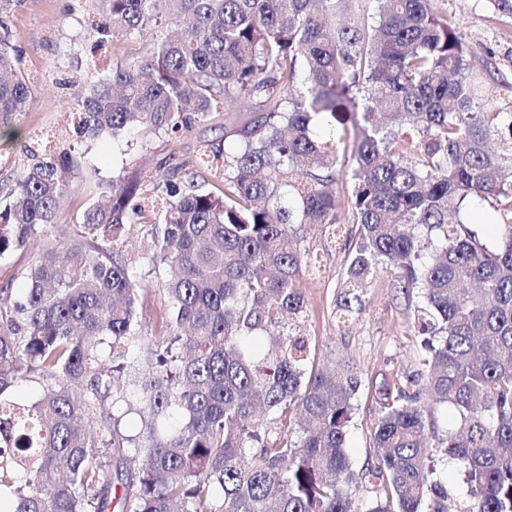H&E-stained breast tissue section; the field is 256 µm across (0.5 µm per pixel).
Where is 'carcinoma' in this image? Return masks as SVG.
Returning <instances> with one entry per match:
<instances>
[{
	"label": "carcinoma",
	"mask_w": 512,
	"mask_h": 512,
	"mask_svg": "<svg viewBox=\"0 0 512 512\" xmlns=\"http://www.w3.org/2000/svg\"><path fill=\"white\" fill-rule=\"evenodd\" d=\"M0 0V136L31 86ZM95 0L92 46L156 29L83 84L79 137L187 133L244 107L224 182L212 160L173 169L158 210L117 179L54 238L71 162L31 153L0 198V257L26 246L23 301L0 306V510L4 512H512V106L498 70L468 59L433 0ZM352 128L338 163L333 131ZM348 195V212L339 208ZM499 212L490 245L466 208ZM146 265L126 264V228ZM339 230L334 314L365 309L381 275L421 301L426 356L409 384L382 383L370 496L355 504L347 453L361 375L316 367L285 328L304 313L306 242ZM164 276L147 356L138 303ZM39 386L11 398L21 376ZM146 402L126 428L130 392ZM455 422L439 430L446 409ZM465 465L467 496L436 476L433 450Z\"/></svg>",
	"instance_id": "1"
}]
</instances>
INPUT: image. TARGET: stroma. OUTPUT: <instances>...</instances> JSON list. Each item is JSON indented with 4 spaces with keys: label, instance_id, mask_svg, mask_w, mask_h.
Instances as JSON below:
<instances>
[{
    "label": "stroma",
    "instance_id": "obj_1",
    "mask_svg": "<svg viewBox=\"0 0 512 512\" xmlns=\"http://www.w3.org/2000/svg\"><path fill=\"white\" fill-rule=\"evenodd\" d=\"M434 5L463 33L474 64L488 58L495 62L503 79L493 84L494 104H512V18L493 14L484 0H434ZM89 13L85 0H24L8 18L32 94L26 112L13 123L18 136L0 142V187H8L28 163L30 148L40 145L54 155L68 154L77 160L66 174L60 225L47 227L49 236L74 231L100 189L131 172L143 178L137 203L150 206L162 186L156 178L160 162L175 166L193 160L210 144L233 145L231 129L248 118L244 112H215L180 137L151 131L119 138L108 133L95 139L76 136L72 118L77 100L57 81L81 77L92 63L102 73H110L114 60L111 50L92 51L96 35L89 26ZM314 249L317 256L300 283L305 313L297 332L315 346L321 364L349 360L363 379L347 448L353 470L361 475L379 455L370 438L378 388L382 381L403 382L421 370V338L414 326L413 303L395 292L386 277L368 289V304L359 317L349 326L337 325L333 307L345 253L324 233L317 235Z\"/></svg>",
    "mask_w": 512,
    "mask_h": 512
}]
</instances>
